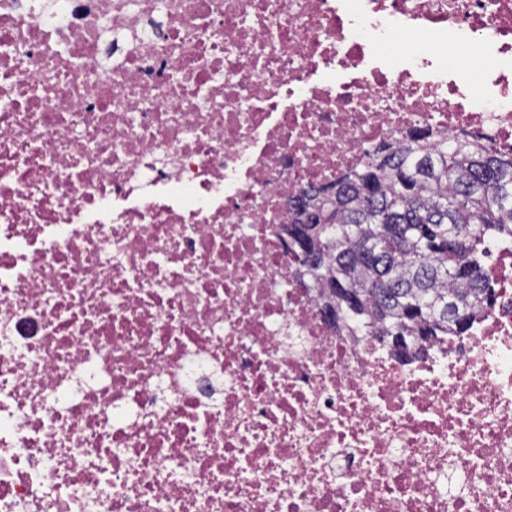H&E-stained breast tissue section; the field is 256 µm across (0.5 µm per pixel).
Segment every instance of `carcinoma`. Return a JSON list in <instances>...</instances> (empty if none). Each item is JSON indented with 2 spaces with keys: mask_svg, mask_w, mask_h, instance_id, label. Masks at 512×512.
Here are the masks:
<instances>
[{
  "mask_svg": "<svg viewBox=\"0 0 512 512\" xmlns=\"http://www.w3.org/2000/svg\"><path fill=\"white\" fill-rule=\"evenodd\" d=\"M420 137L373 152L359 171L293 201L300 272L328 290V315L384 336L406 357L461 336L494 301L482 242L512 238V157Z\"/></svg>",
  "mask_w": 512,
  "mask_h": 512,
  "instance_id": "obj_1",
  "label": "carcinoma"
}]
</instances>
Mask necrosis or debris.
<instances>
[{"mask_svg": "<svg viewBox=\"0 0 512 512\" xmlns=\"http://www.w3.org/2000/svg\"><path fill=\"white\" fill-rule=\"evenodd\" d=\"M411 134L512 155V0H0V512H512V240L409 361L288 248Z\"/></svg>", "mask_w": 512, "mask_h": 512, "instance_id": "obj_1", "label": "necrosis or debris"}]
</instances>
